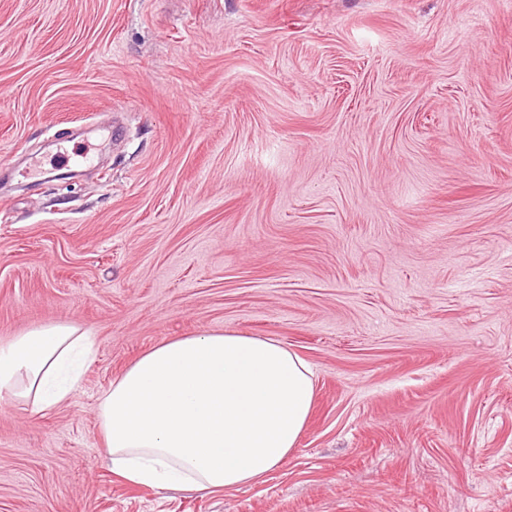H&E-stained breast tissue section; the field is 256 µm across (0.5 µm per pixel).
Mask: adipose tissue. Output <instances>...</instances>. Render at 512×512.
I'll return each instance as SVG.
<instances>
[{"mask_svg": "<svg viewBox=\"0 0 512 512\" xmlns=\"http://www.w3.org/2000/svg\"><path fill=\"white\" fill-rule=\"evenodd\" d=\"M95 339L72 324L0 343V399L34 415L68 402ZM307 362L259 336L207 332L141 355L113 380L99 416L112 470L144 486L221 490L261 482L296 447L314 400Z\"/></svg>", "mask_w": 512, "mask_h": 512, "instance_id": "1", "label": "adipose tissue"}]
</instances>
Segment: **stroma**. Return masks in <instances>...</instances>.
Returning a JSON list of instances; mask_svg holds the SVG:
<instances>
[{
	"label": "stroma",
	"instance_id": "35a3bbf8",
	"mask_svg": "<svg viewBox=\"0 0 512 512\" xmlns=\"http://www.w3.org/2000/svg\"><path fill=\"white\" fill-rule=\"evenodd\" d=\"M53 323L0 512H512V0H0V342ZM217 330L310 365L296 448L126 483L100 396ZM95 339L73 324L32 328L0 344V399L22 402L33 415L50 413L71 399L81 360Z\"/></svg>",
	"mask_w": 512,
	"mask_h": 512
}]
</instances>
